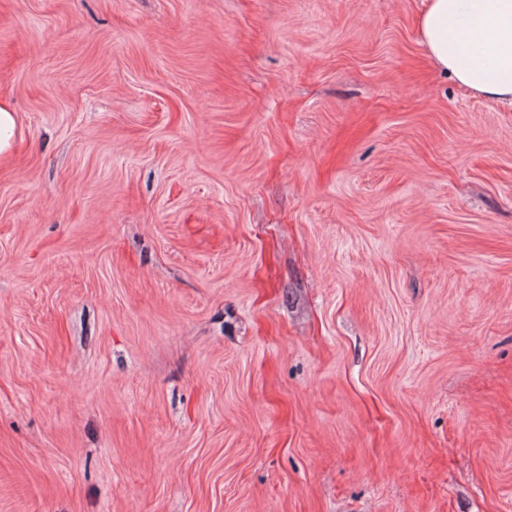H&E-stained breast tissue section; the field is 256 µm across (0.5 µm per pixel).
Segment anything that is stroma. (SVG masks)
<instances>
[{
  "label": "stroma",
  "mask_w": 512,
  "mask_h": 512,
  "mask_svg": "<svg viewBox=\"0 0 512 512\" xmlns=\"http://www.w3.org/2000/svg\"><path fill=\"white\" fill-rule=\"evenodd\" d=\"M421 0H0V512H512V108ZM17 116L8 103L0 102V158L12 153Z\"/></svg>",
  "instance_id": "stroma-1"
}]
</instances>
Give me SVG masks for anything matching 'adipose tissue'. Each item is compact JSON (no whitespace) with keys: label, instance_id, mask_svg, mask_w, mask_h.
Masks as SVG:
<instances>
[{"label":"adipose tissue","instance_id":"adipose-tissue-1","mask_svg":"<svg viewBox=\"0 0 512 512\" xmlns=\"http://www.w3.org/2000/svg\"><path fill=\"white\" fill-rule=\"evenodd\" d=\"M417 27L437 70L512 105V0H424Z\"/></svg>","mask_w":512,"mask_h":512}]
</instances>
